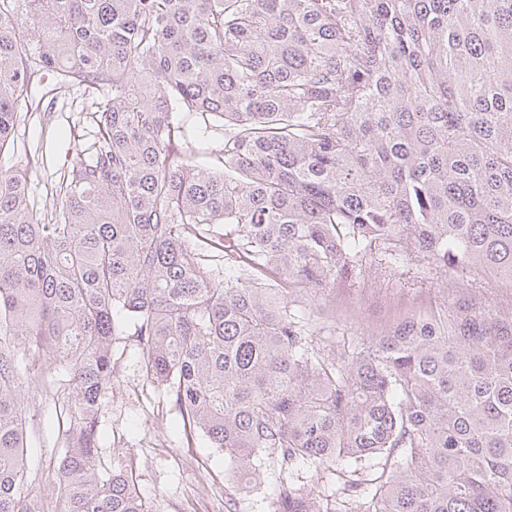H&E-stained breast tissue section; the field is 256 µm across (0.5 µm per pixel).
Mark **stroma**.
Returning a JSON list of instances; mask_svg holds the SVG:
<instances>
[{"label":"stroma","instance_id":"stroma-1","mask_svg":"<svg viewBox=\"0 0 512 512\" xmlns=\"http://www.w3.org/2000/svg\"><path fill=\"white\" fill-rule=\"evenodd\" d=\"M96 101L74 86L44 94L39 106H18L17 142L0 152V167L29 169L30 194L39 205L52 206L50 188L58 169L77 159L91 140L94 125L88 114ZM434 298H448L444 274L415 260L376 261L313 303L312 329L317 342L347 354L418 315ZM120 350L102 409V455L116 467L134 465L138 491L154 512H271V493L280 479L313 489L311 470H284L273 459L262 465L255 486L233 487L229 458L186 437L182 421L162 394L144 385L138 343L127 341ZM50 407V401L35 398L27 412L29 454L37 465L34 485L47 502L55 486L54 452L44 433Z\"/></svg>","mask_w":512,"mask_h":512}]
</instances>
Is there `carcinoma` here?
<instances>
[{
  "label": "carcinoma",
  "instance_id": "1",
  "mask_svg": "<svg viewBox=\"0 0 512 512\" xmlns=\"http://www.w3.org/2000/svg\"><path fill=\"white\" fill-rule=\"evenodd\" d=\"M45 73L101 98L51 209L0 168V512H153L101 456L130 336L238 484L384 459L329 494L283 479L272 512H512V0H0V151ZM379 249L458 295L329 354L301 299ZM30 406L27 412V420L29 422L28 429L30 433L31 445L29 454L31 461H35L37 464L33 477L36 475L34 486L36 490L41 494L45 504L48 507L52 505V493L55 486V471H54V452L56 449V456L59 452V448L49 447L52 445L48 444L46 435L44 433L45 417L47 411L52 406V402L45 400L44 398L36 397L35 399L29 400ZM52 457L51 463L50 459Z\"/></svg>",
  "mask_w": 512,
  "mask_h": 512
}]
</instances>
